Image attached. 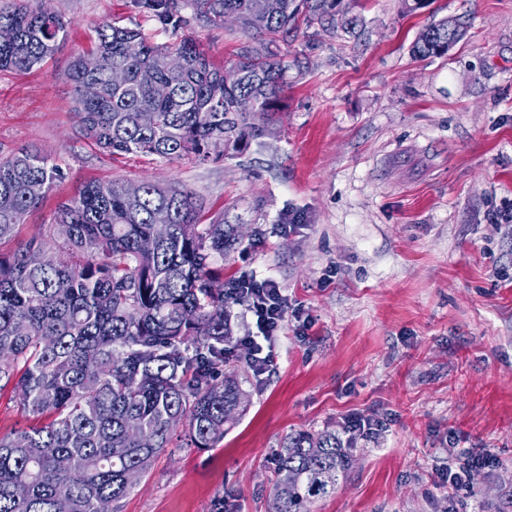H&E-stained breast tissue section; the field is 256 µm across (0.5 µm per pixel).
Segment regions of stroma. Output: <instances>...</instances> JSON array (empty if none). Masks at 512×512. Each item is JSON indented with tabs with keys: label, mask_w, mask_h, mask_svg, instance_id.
Returning a JSON list of instances; mask_svg holds the SVG:
<instances>
[{
	"label": "stroma",
	"mask_w": 512,
	"mask_h": 512,
	"mask_svg": "<svg viewBox=\"0 0 512 512\" xmlns=\"http://www.w3.org/2000/svg\"><path fill=\"white\" fill-rule=\"evenodd\" d=\"M69 35L31 72L0 71V158L33 148L65 177L21 224L9 253L91 181H152L192 192L201 221L237 225L215 261L219 286L275 279L291 308L276 363L256 380L224 359L248 396L220 447L189 448L175 430L118 512H268L275 451L300 431L341 432L363 413L382 426L351 445L336 494L310 512H512V0H342L352 30L313 24L281 44L283 110L261 142L205 163L111 156L84 139L67 71L96 27L139 26L171 42L131 0H51ZM219 66L248 38L195 19ZM446 18L467 33L443 58H417L422 31ZM303 216L288 227L281 218ZM469 487L443 473L468 455Z\"/></svg>",
	"instance_id": "stroma-1"
}]
</instances>
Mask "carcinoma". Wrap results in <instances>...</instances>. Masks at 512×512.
Here are the masks:
<instances>
[{
    "instance_id": "cac0c4a2",
    "label": "carcinoma",
    "mask_w": 512,
    "mask_h": 512,
    "mask_svg": "<svg viewBox=\"0 0 512 512\" xmlns=\"http://www.w3.org/2000/svg\"><path fill=\"white\" fill-rule=\"evenodd\" d=\"M41 2L0 9V27L15 31L14 42L0 45V71L39 67L69 35L68 21L45 14ZM133 2L179 42L149 43L136 27L105 22L89 49L98 68L84 72L81 52L68 66L79 132L110 155L207 162L244 151L279 110L286 72L279 42L301 16L336 21V0H279L275 13L267 0ZM187 4L208 23L231 22L245 37L264 39L244 47L229 69L217 66L180 33ZM465 35L461 22L446 18L422 32L412 54L444 57ZM171 54L182 57L181 69H167ZM118 68L128 75L122 87L112 85ZM87 80L100 86L99 98L81 96ZM156 81L168 83V98L153 96ZM244 98L252 111H239ZM145 110L156 115L151 127L138 122ZM63 177L58 161L38 151L0 159V241L41 203L26 184L40 180L48 191ZM143 185L131 200L122 182L87 183L59 203L38 236L0 254V390L12 386L22 406L45 419L0 433V512H55L61 487L69 512H99L101 499L116 504L132 491L128 472L144 475L178 426L188 445L216 448L243 407L237 374L219 371L233 336L229 299L211 268L235 245V229L198 223L201 205L189 191ZM157 224L168 225L167 235L142 249ZM275 463L278 512H307L339 490L352 458L336 435L299 431Z\"/></svg>"
}]
</instances>
